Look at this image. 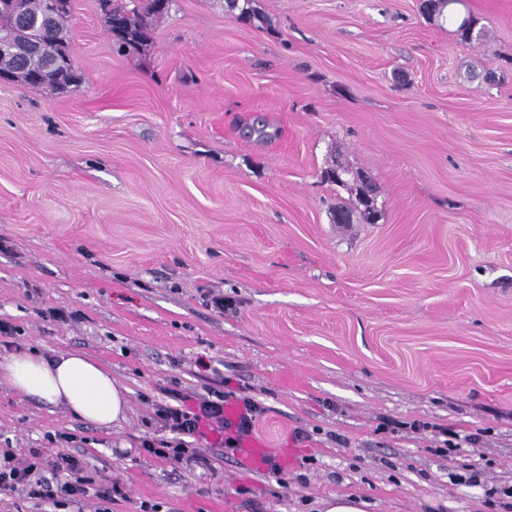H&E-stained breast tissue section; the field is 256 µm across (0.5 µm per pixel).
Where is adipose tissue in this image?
Returning a JSON list of instances; mask_svg holds the SVG:
<instances>
[{"label":"adipose tissue","instance_id":"1","mask_svg":"<svg viewBox=\"0 0 512 512\" xmlns=\"http://www.w3.org/2000/svg\"><path fill=\"white\" fill-rule=\"evenodd\" d=\"M1 380L22 396L63 407L96 426L108 427L126 418L124 388L110 371L82 353H14L0 358Z\"/></svg>","mask_w":512,"mask_h":512}]
</instances>
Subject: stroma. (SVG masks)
<instances>
[{"instance_id":"35a3bbf8","label":"stroma","mask_w":512,"mask_h":512,"mask_svg":"<svg viewBox=\"0 0 512 512\" xmlns=\"http://www.w3.org/2000/svg\"><path fill=\"white\" fill-rule=\"evenodd\" d=\"M420 3L257 0L250 26L175 0L122 52L74 0L80 90L0 80V355L91 356L129 408L95 426L1 382L0 448L82 456L111 512H512V0L454 4L471 43ZM165 387L244 390L281 473L210 438L140 453ZM329 168L326 171L323 172L324 180L329 181L331 183H335L338 186H349L351 189V185L356 186L357 190V196L359 203L364 207V216L367 221H370L371 217L375 215V208H374V198L373 194L375 192V187L371 183V180L365 176V180L361 182H350L347 183H340L344 180V178L348 175H351V172L349 169L345 168L342 165L336 164V167ZM330 171L332 172V175L336 180L332 179L330 177ZM339 181V182H336ZM366 505L364 500L354 495H332L322 501L320 512H366L364 509Z\"/></svg>"}]
</instances>
